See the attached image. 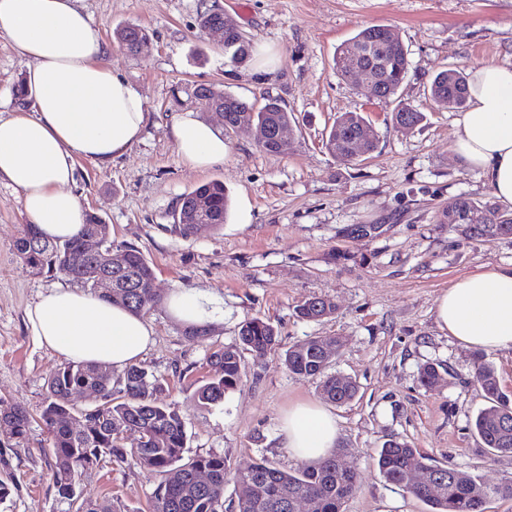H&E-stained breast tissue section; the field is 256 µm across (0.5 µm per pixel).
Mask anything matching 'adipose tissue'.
Instances as JSON below:
<instances>
[{"mask_svg": "<svg viewBox=\"0 0 512 512\" xmlns=\"http://www.w3.org/2000/svg\"><path fill=\"white\" fill-rule=\"evenodd\" d=\"M0 34L31 64L25 82L32 111L0 116V182L19 194L29 223L43 237L63 240L82 228L85 213L70 186L75 162H108L138 142L147 114L140 91L104 61L98 28L76 0H0ZM467 107L456 119L455 149L477 169L496 200L512 207V65L473 68ZM182 160L196 169L223 161L224 137L187 113L172 125ZM184 324L211 316L204 294L180 289L165 300ZM437 323L467 347L512 350V265L459 278L440 298ZM37 342L74 362L121 370L153 342L143 317L77 288L40 297L27 313ZM282 444L302 461L336 446L333 414L318 403L298 404L283 416Z\"/></svg>", "mask_w": 512, "mask_h": 512, "instance_id": "ef3b65f1", "label": "adipose tissue"}]
</instances>
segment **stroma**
I'll use <instances>...</instances> for the list:
<instances>
[{
  "instance_id": "obj_1",
  "label": "stroma",
  "mask_w": 512,
  "mask_h": 512,
  "mask_svg": "<svg viewBox=\"0 0 512 512\" xmlns=\"http://www.w3.org/2000/svg\"><path fill=\"white\" fill-rule=\"evenodd\" d=\"M98 26L113 70L137 86L148 113L141 140L106 164L77 159L74 193L85 212L109 224L114 245L137 246L153 263L160 297L196 288L221 317L195 342L165 305L145 316L154 341L141 363L160 380V399L178 405L187 433L186 457L216 453L234 467L267 459L300 467L281 444L288 408L321 402L318 380L291 375L284 355L312 336L338 338L329 370L355 380L356 397L333 408L341 459L359 475L345 512H429L428 506L380 475L374 457L390 439L408 442L434 463L463 471L490 487L512 483V453L483 448L473 421L487 407L474 379V352L442 331L439 298L457 279L512 263V237H466L439 213L454 198L481 205L493 195L479 171L456 151V114L429 95L440 70L512 63V0H79ZM219 9L257 47L270 50L272 73L228 65L224 44L201 31L200 11ZM144 26L151 42L123 50L114 30ZM369 25L392 29L409 52L397 100H368L353 80L337 76V46ZM26 59L0 35V114L18 111L15 91ZM214 86L249 101L281 98L295 121L285 154L261 150L253 132L225 130L222 162L190 168L179 156L172 124L186 112L223 128L218 113L194 97ZM424 112L406 131L395 126L396 101ZM369 119L373 152L341 162L322 144L336 116ZM223 182L232 209L223 228L191 237L172 232L181 198L210 181ZM27 217L12 188L0 184V405L39 414L49 373L64 357L40 346L25 321L41 295L72 286L61 275L37 276L14 244ZM361 224L376 225L368 237ZM312 296L337 305L331 317L306 321L296 307ZM269 320L278 344L248 362L242 384L216 405H199L196 389L210 379L213 351L234 344L249 318ZM438 365L441 379L423 387L419 371ZM47 435L33 422L28 441L0 448V479H11L0 512H67L54 488ZM160 482L135 457L85 473L83 497L117 500L140 512Z\"/></svg>"
}]
</instances>
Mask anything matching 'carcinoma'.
<instances>
[{"label":"carcinoma","mask_w":512,"mask_h":512,"mask_svg":"<svg viewBox=\"0 0 512 512\" xmlns=\"http://www.w3.org/2000/svg\"><path fill=\"white\" fill-rule=\"evenodd\" d=\"M148 31L138 24L116 28L119 45L130 54L141 50V41ZM224 53L237 66L252 55V43L233 29L224 31ZM355 61L377 62L375 91L383 98L397 94L409 69L408 51L403 43L384 25H372L360 30L336 50V74L345 77ZM202 105L220 109L224 113V127L233 128L241 121L273 131L287 125L294 113L288 111L282 100L266 99L258 107L230 92L202 86L195 90ZM430 97L445 110H460L467 100V77L457 68L437 73L430 83ZM426 119L424 113L398 103L393 122L411 130ZM367 120L357 112L336 118L325 135L323 145L333 157L351 161L350 143L360 134ZM209 212L213 226L221 227L227 219L230 198L224 185L218 181L203 184L188 193L180 211L193 207ZM486 223L467 224L466 235L471 237H512V223L499 222L500 211L491 202L482 206ZM87 237H97L103 251L112 248L110 228L100 223L94 214L86 215L81 231L74 237L55 242L42 237L34 224L23 226L15 242V250L22 262L35 275L61 274L94 288L100 275L112 276V302L129 311L144 315L160 303V297L149 288L154 269L142 251L126 244L125 270L121 274L83 256L82 247ZM336 313V303L328 298L313 296L297 307V315L306 321H318ZM239 343L219 349L209 356L211 365L219 373L201 385L195 399L203 405H216L226 393L235 390L243 381L246 364L242 352L253 360L262 359L277 345L274 326L259 317L244 321ZM323 336H313L294 344L285 354L284 363L295 377L320 379L322 397L336 405L351 401L357 387L351 380L327 373L328 365L320 356ZM474 376L490 406L477 415L474 428L484 447L494 451L512 452V397L504 393L495 370L484 355H474ZM112 367L100 364L68 362L56 368L48 377V397L42 407L40 420L48 434V454L51 458L54 486L59 499L71 503L70 488L87 471L108 462L119 464L133 454L149 472L162 477L149 512H225L224 487L228 482L252 486L253 493L245 500L231 503V512H297L306 502L308 512H344L345 503L355 493L358 484L356 472L344 470L334 454L327 458L306 461L294 471L280 469L262 459L244 471L232 470L224 456L198 455L184 458L186 432L179 408L159 401L157 381L149 378L142 365L125 368L120 376L121 397H113ZM92 394L90 405L77 409L76 396ZM80 419L82 427L72 428ZM31 415L15 404L0 410V442L10 448L24 446L28 439ZM136 436L134 449L127 450L126 439ZM384 480L401 487L414 497L426 502L431 512H484L486 500L496 495L512 499V483L493 489L471 478H456L457 469L428 462L420 450L410 444L391 439L386 441L375 458ZM420 469L433 476L432 484L411 487L409 474ZM203 471L210 481L202 485L196 474ZM75 512H123L107 499L83 498Z\"/></svg>","instance_id":"carcinoma-1"}]
</instances>
